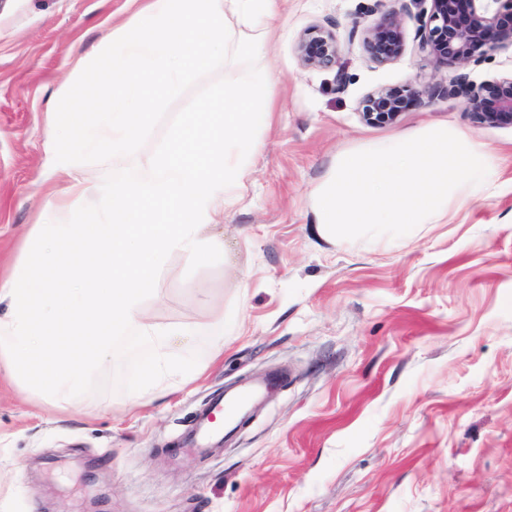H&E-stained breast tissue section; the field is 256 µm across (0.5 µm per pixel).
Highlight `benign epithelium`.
Listing matches in <instances>:
<instances>
[{
  "label": "benign epithelium",
  "mask_w": 512,
  "mask_h": 512,
  "mask_svg": "<svg viewBox=\"0 0 512 512\" xmlns=\"http://www.w3.org/2000/svg\"><path fill=\"white\" fill-rule=\"evenodd\" d=\"M430 2L420 9L415 39L420 54L440 66L481 64L500 49L512 48V0H418ZM362 43L374 61L399 58L405 49L402 19L394 12L382 14L379 22L363 29ZM344 41L335 31L320 25L306 30L297 43L300 62L308 67L336 63ZM428 98L462 97L474 120L481 125L512 126V76L474 85L462 76L448 84H431L421 90L411 86L381 88L361 102V117L367 124L386 126Z\"/></svg>",
  "instance_id": "7a95c632"
}]
</instances>
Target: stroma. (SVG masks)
<instances>
[{"mask_svg": "<svg viewBox=\"0 0 512 512\" xmlns=\"http://www.w3.org/2000/svg\"><path fill=\"white\" fill-rule=\"evenodd\" d=\"M143 4L0 0L1 281L59 187L43 174L57 88ZM391 10L399 59L373 61L357 38L336 64L300 63L309 26L344 39ZM418 10L287 0L264 59L280 107L257 132L239 201L211 228L224 256L192 272L169 255L142 303L156 324H193L204 297L218 300L232 320L223 355L141 406L110 387L50 407L0 376V512H88L94 500L99 512H512V126L476 123L462 98L418 103L392 126L360 116L382 87L511 75L512 50L435 67L416 49ZM431 123L496 150L487 197L399 251L319 239L308 201L336 153ZM280 370L284 386L230 440L190 445L214 393Z\"/></svg>", "mask_w": 512, "mask_h": 512, "instance_id": "1", "label": "stroma"}]
</instances>
